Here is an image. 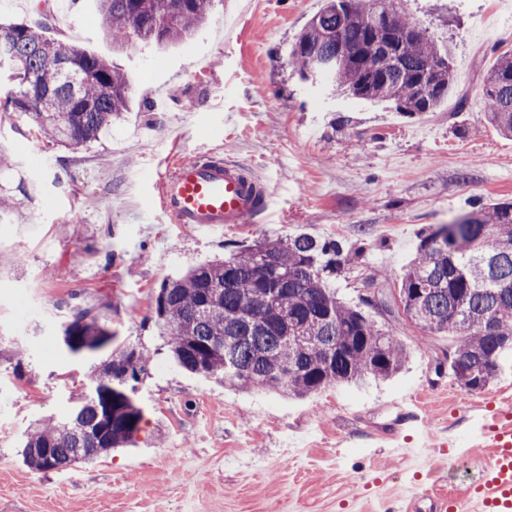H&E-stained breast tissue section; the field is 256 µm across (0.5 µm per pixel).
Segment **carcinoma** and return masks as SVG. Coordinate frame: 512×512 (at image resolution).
<instances>
[{
	"mask_svg": "<svg viewBox=\"0 0 512 512\" xmlns=\"http://www.w3.org/2000/svg\"><path fill=\"white\" fill-rule=\"evenodd\" d=\"M213 2L97 0V6L112 40L166 43L198 27ZM378 2L395 11L403 42L393 44L387 29L362 21L366 0H325L296 39L294 70L303 76L314 60L335 58L341 39L357 54L321 73L336 91L392 101L411 114L436 110L452 84L448 49L421 26L410 31L413 18L399 0ZM53 20L43 0L34 23H0V70L11 84L0 113L31 119L37 136L52 143L87 145L126 110L130 86L106 59L47 37ZM482 97L483 120L512 136V52L488 71ZM455 224L469 248L457 249L449 225L430 227L401 278L399 299L414 325L454 337L448 369L465 377L462 388L477 392L498 377L502 357L512 352V203L477 207ZM358 265L336 240L305 233L258 240L165 281L154 324L181 368L240 389L304 398L388 378L404 366L405 344L340 300L333 287L339 270ZM59 342L88 356L111 346L112 331L80 309ZM146 364L144 352L124 345L91 366L90 384L107 377L111 385L73 406L67 418L31 426L22 439L24 463L39 472L60 471L134 443L143 413L130 382Z\"/></svg>",
	"mask_w": 512,
	"mask_h": 512,
	"instance_id": "1",
	"label": "carcinoma"
}]
</instances>
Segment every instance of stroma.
Returning a JSON list of instances; mask_svg holds the SVG:
<instances>
[{"label":"stroma","mask_w":512,"mask_h":512,"mask_svg":"<svg viewBox=\"0 0 512 512\" xmlns=\"http://www.w3.org/2000/svg\"><path fill=\"white\" fill-rule=\"evenodd\" d=\"M324 0H215L182 40L115 44L96 0L55 13L51 37L107 58L128 78L130 103L98 141L66 148L37 138L27 118L0 124L14 166L9 186L33 198L0 222V512H430L437 495L464 496L470 458L450 452L475 417L493 423L512 403V356L485 390L448 372L445 334L423 335L402 314H375L409 349L386 380L342 384L303 399L221 386L167 354L154 326L162 283L259 238L306 233L361 251V272L336 279L358 299L361 280L398 300V279L421 236L477 204L512 202V138L483 124L481 81L512 51V0H404L446 40L453 70L435 111L334 95L299 79L290 54ZM207 152L271 189L257 223L206 233L167 223L155 180L176 160ZM89 308L148 355L134 398L138 445L47 473L16 448L36 419H63L88 394L91 358L59 343L60 325ZM23 376H15V363ZM420 408L405 433L431 439L424 469L388 456L401 402Z\"/></svg>","instance_id":"stroma-1"}]
</instances>
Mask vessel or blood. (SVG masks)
<instances>
[{
  "label": "vessel or blood",
  "mask_w": 512,
  "mask_h": 512,
  "mask_svg": "<svg viewBox=\"0 0 512 512\" xmlns=\"http://www.w3.org/2000/svg\"><path fill=\"white\" fill-rule=\"evenodd\" d=\"M161 214L173 224L220 231L228 224H251L265 215L269 187L240 166L212 158L175 162L158 180ZM490 454L467 488L475 512H512V416L490 430Z\"/></svg>",
  "instance_id": "vessel-or-blood-1"
}]
</instances>
